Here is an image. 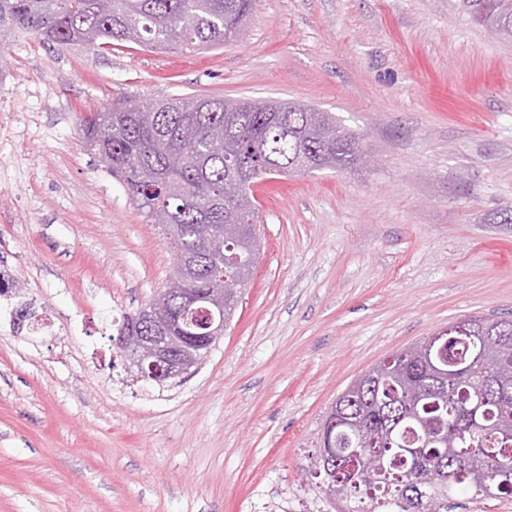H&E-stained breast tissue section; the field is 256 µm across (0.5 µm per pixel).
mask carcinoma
I'll return each mask as SVG.
<instances>
[{
    "label": "carcinoma",
    "instance_id": "1",
    "mask_svg": "<svg viewBox=\"0 0 512 512\" xmlns=\"http://www.w3.org/2000/svg\"><path fill=\"white\" fill-rule=\"evenodd\" d=\"M253 0H0V26L65 47L136 42L207 48L234 37ZM473 18L512 39V0H467ZM182 98L103 109L79 118L82 138L106 161L146 222L169 239L175 276L206 288L226 273L246 282L260 252L251 184L286 171L346 170L361 164L360 137L330 112L296 102ZM444 359L459 371L437 379L409 346L361 375L336 398L310 474L338 512H448L454 495L479 492L475 474L496 494H512V319L465 316L448 325ZM416 448L415 454L408 449ZM377 455L382 472H351L352 451Z\"/></svg>",
    "mask_w": 512,
    "mask_h": 512
}]
</instances>
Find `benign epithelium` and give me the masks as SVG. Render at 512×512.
<instances>
[{
	"label": "benign epithelium",
	"instance_id": "1",
	"mask_svg": "<svg viewBox=\"0 0 512 512\" xmlns=\"http://www.w3.org/2000/svg\"><path fill=\"white\" fill-rule=\"evenodd\" d=\"M170 291L180 294V310L144 305L115 339L128 367L158 384L192 375L224 335V296L179 281Z\"/></svg>",
	"mask_w": 512,
	"mask_h": 512
}]
</instances>
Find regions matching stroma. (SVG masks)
I'll list each match as a JSON object with an SVG mask.
<instances>
[{
	"label": "stroma",
	"mask_w": 512,
	"mask_h": 512,
	"mask_svg": "<svg viewBox=\"0 0 512 512\" xmlns=\"http://www.w3.org/2000/svg\"><path fill=\"white\" fill-rule=\"evenodd\" d=\"M0 56V512H316L311 457L361 372L462 316L512 318V41L461 0H254L221 47L18 32ZM187 95L333 113L375 162L253 184L242 301L159 386L112 338L175 256L78 117Z\"/></svg>",
	"instance_id": "obj_1"
}]
</instances>
